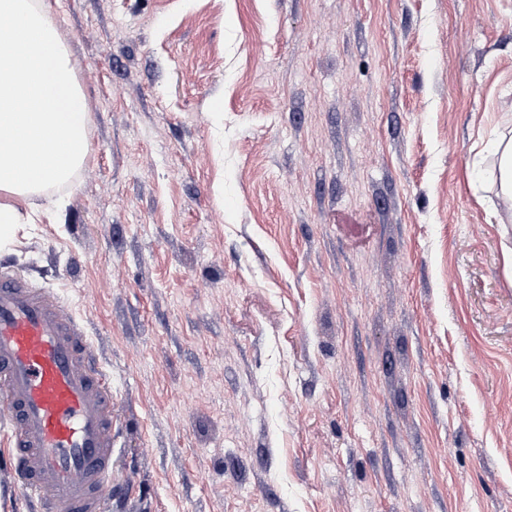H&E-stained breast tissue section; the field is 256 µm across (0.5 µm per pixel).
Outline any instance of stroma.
<instances>
[{
	"instance_id": "obj_1",
	"label": "stroma",
	"mask_w": 512,
	"mask_h": 512,
	"mask_svg": "<svg viewBox=\"0 0 512 512\" xmlns=\"http://www.w3.org/2000/svg\"><path fill=\"white\" fill-rule=\"evenodd\" d=\"M47 3L87 150L0 265L98 353L112 512H512V0ZM494 153L498 158L497 172L501 194L504 200L512 202V136H503L495 145Z\"/></svg>"
}]
</instances>
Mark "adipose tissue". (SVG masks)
<instances>
[{
    "label": "adipose tissue",
    "instance_id": "obj_1",
    "mask_svg": "<svg viewBox=\"0 0 512 512\" xmlns=\"http://www.w3.org/2000/svg\"><path fill=\"white\" fill-rule=\"evenodd\" d=\"M0 242L47 215L43 189L83 162L89 114L44 0H0Z\"/></svg>",
    "mask_w": 512,
    "mask_h": 512
}]
</instances>
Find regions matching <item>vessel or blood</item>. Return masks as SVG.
<instances>
[{
	"mask_svg": "<svg viewBox=\"0 0 512 512\" xmlns=\"http://www.w3.org/2000/svg\"><path fill=\"white\" fill-rule=\"evenodd\" d=\"M0 416L40 512H103L112 498V387L51 289L0 269Z\"/></svg>",
	"mask_w": 512,
	"mask_h": 512,
	"instance_id": "1",
	"label": "vessel or blood"
}]
</instances>
